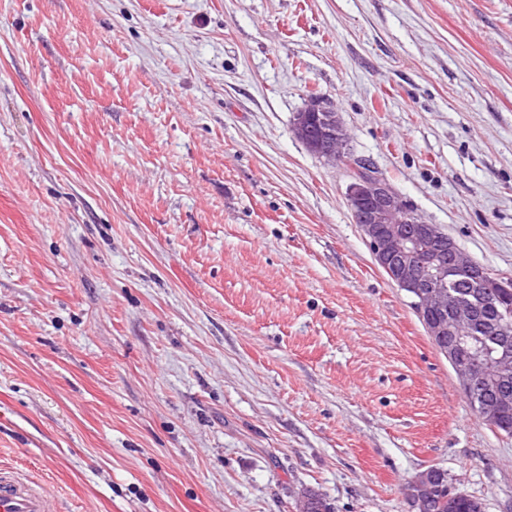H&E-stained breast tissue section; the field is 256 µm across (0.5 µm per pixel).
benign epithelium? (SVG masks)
<instances>
[{"instance_id": "benign-epithelium-1", "label": "benign epithelium", "mask_w": 512, "mask_h": 512, "mask_svg": "<svg viewBox=\"0 0 512 512\" xmlns=\"http://www.w3.org/2000/svg\"><path fill=\"white\" fill-rule=\"evenodd\" d=\"M293 131L308 149L332 164L346 160V134L336 111L316 98L296 113ZM347 202L352 220L358 224L376 264L410 299L423 318L428 335L448 361L477 416L488 425L512 408V393L503 391L492 401L484 396L487 366L504 370L512 366V347L493 341L486 347L485 361L473 354L476 320L483 306L493 303L492 288L507 284L469 259L455 241L436 224H428L410 211L384 180L372 174L355 175L348 187ZM464 278L471 297L453 290ZM430 487L411 482L407 496L413 512H422Z\"/></svg>"}]
</instances>
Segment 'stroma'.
<instances>
[{
  "label": "stroma",
  "instance_id": "1",
  "mask_svg": "<svg viewBox=\"0 0 512 512\" xmlns=\"http://www.w3.org/2000/svg\"><path fill=\"white\" fill-rule=\"evenodd\" d=\"M512 281V0H0V466L58 512H512L482 423L292 132ZM293 131L308 149L332 164H340L349 155L346 134L336 111L311 98L293 120ZM417 477L422 482L428 481L432 487L427 507L423 512H485V504L481 499L461 492H449L448 474L440 468H429ZM455 495L458 496L454 497Z\"/></svg>",
  "mask_w": 512,
  "mask_h": 512
}]
</instances>
